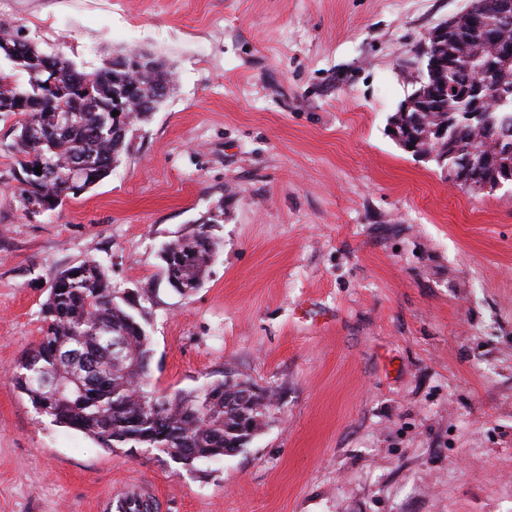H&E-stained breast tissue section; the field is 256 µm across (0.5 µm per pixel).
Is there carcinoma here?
I'll list each match as a JSON object with an SVG mask.
<instances>
[{"mask_svg": "<svg viewBox=\"0 0 512 512\" xmlns=\"http://www.w3.org/2000/svg\"><path fill=\"white\" fill-rule=\"evenodd\" d=\"M475 16H461L444 38L428 32L417 47L432 61V71L419 76L424 95L416 108L393 119L398 145L412 154H431L442 166L457 165L466 152L477 157L468 169L473 181L491 182L512 174V152L499 147V136L512 134V98L495 95L500 76H512V23L502 21L499 0H481ZM147 52L125 49L105 58L93 72L79 69L60 53L47 52L0 22V114L20 116L11 149L12 178L40 167L47 178L19 185L27 213L37 205L52 212L77 197L68 184L76 158L92 173L94 187L115 169L128 148L134 126L155 112L173 89L172 68L159 61L141 63ZM26 75L22 84L15 72ZM65 109L70 123L56 127L50 114ZM119 110L114 116L112 112ZM221 242L194 229L165 243L159 258L164 279L173 291L190 296L203 286L210 260ZM155 289L144 286L123 293L112 288L105 268L94 259L62 271L54 278L42 305V336L16 366L15 386L35 409L50 408L47 418L80 432L111 451L115 448H160L186 469L245 447L242 438L259 432L274 404L268 391L257 389L250 403L224 395V380L198 391L154 394L145 365L151 362V339L141 323V307L153 302ZM121 336L125 355L107 354L112 336ZM93 373L92 384L71 390L48 403L37 381L45 371L68 382L80 361ZM160 406L159 412L152 410Z\"/></svg>", "mask_w": 512, "mask_h": 512, "instance_id": "carcinoma-1", "label": "carcinoma"}]
</instances>
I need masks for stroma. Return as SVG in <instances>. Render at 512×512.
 <instances>
[{
  "mask_svg": "<svg viewBox=\"0 0 512 512\" xmlns=\"http://www.w3.org/2000/svg\"><path fill=\"white\" fill-rule=\"evenodd\" d=\"M467 0H0V17L93 71L130 48L173 91L113 173L31 216L0 114V512H512V189L475 194L404 151L408 52ZM224 216L205 284L161 245ZM92 258L151 285L149 381L233 376L276 398L239 453L188 471L37 414L12 371L61 271Z\"/></svg>",
  "mask_w": 512,
  "mask_h": 512,
  "instance_id": "stroma-1",
  "label": "stroma"
}]
</instances>
